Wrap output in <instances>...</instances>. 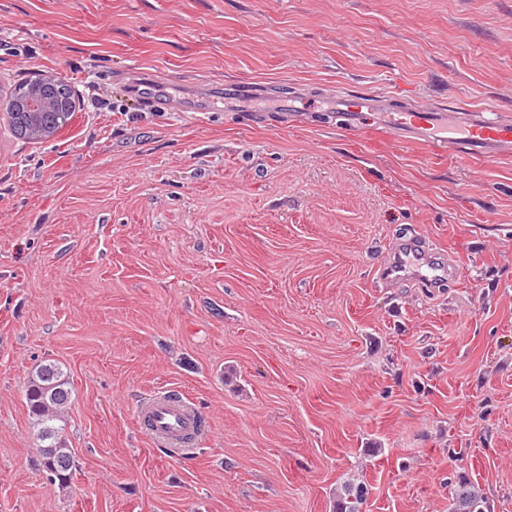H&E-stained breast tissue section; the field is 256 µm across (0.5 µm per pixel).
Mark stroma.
<instances>
[{"label": "stroma", "mask_w": 512, "mask_h": 512, "mask_svg": "<svg viewBox=\"0 0 512 512\" xmlns=\"http://www.w3.org/2000/svg\"><path fill=\"white\" fill-rule=\"evenodd\" d=\"M41 75L76 111L38 144L0 123V512H333L350 476L366 512H448L463 480L512 512V160L321 110L394 92L512 122V0H0V112ZM240 81L266 111H224ZM416 240L455 273L382 283ZM46 360L63 489L25 402ZM158 390L205 419L194 454L142 432ZM70 382L60 365L40 363L30 372L25 399L39 452L38 464L51 484L64 487L71 480L74 451L62 433L64 413L72 402Z\"/></svg>", "instance_id": "35a3bbf8"}]
</instances>
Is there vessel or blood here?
<instances>
[{
    "label": "vessel or blood",
    "mask_w": 512,
    "mask_h": 512,
    "mask_svg": "<svg viewBox=\"0 0 512 512\" xmlns=\"http://www.w3.org/2000/svg\"><path fill=\"white\" fill-rule=\"evenodd\" d=\"M325 109L336 116L355 121L363 112H384L391 116L394 126L411 138L429 143L434 150L455 147L467 156L487 154L512 157V124L488 122L473 109L456 110L454 126H447L446 108H419L413 105L396 106L387 99L365 93L345 92L330 98ZM392 279L415 276L423 287L432 288L446 280L448 269L428 261L417 249L406 250L403 258L386 269ZM140 426L157 443L182 451L198 445L204 435L202 418L190 401L166 391L148 394L137 411Z\"/></svg>",
    "instance_id": "obj_1"
}]
</instances>
